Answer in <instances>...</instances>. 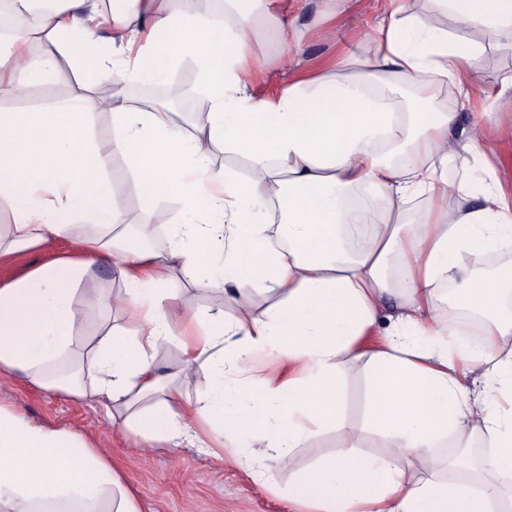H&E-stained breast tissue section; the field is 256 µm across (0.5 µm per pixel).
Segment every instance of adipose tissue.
I'll use <instances>...</instances> for the list:
<instances>
[{
	"mask_svg": "<svg viewBox=\"0 0 512 512\" xmlns=\"http://www.w3.org/2000/svg\"><path fill=\"white\" fill-rule=\"evenodd\" d=\"M35 0H13L15 32L0 38V81L30 94L57 73L66 53L88 83L160 79L191 59L208 99L196 131L174 125L158 103L131 105L121 94L83 96L51 109L0 112V200L14 222L0 237V259L60 239H76V257L28 270L0 286V378L43 391L92 399L147 447L183 442L220 458L224 438L262 428L269 455L289 466L316 427L339 434L333 456L300 474L288 501L309 512H512V315L502 313L512 268L484 275L464 256L512 244V202L490 166L496 106L512 105V77L490 91L476 65L484 52L475 30H512V0H436L426 14L409 0H386L368 34L369 53L296 61L277 96H257L260 70L286 61L300 36L288 0H224L222 12L200 0H58L37 26ZM274 38L272 57L256 48ZM45 38L35 59L24 47ZM490 95L466 135H454L449 110L399 111L395 87H419L432 101L439 82ZM112 115L96 136L92 118ZM246 158L247 174L214 167L218 150ZM122 156L146 195L176 198L180 218L156 250L132 238L112 201L109 165ZM470 157L489 181L481 207L465 201L470 181L439 175L449 159ZM366 192L350 205L352 190ZM427 207L408 218L409 203ZM456 207H449V200ZM111 265L120 293L87 296L118 308L126 323L108 331L76 317L81 281ZM181 270L193 288H240L238 313L223 320L180 307L166 287ZM452 283L480 325L443 321L441 287ZM275 290L279 301L255 313L248 289ZM400 300L390 329L376 326L386 296ZM180 317L172 332L171 317ZM176 345L181 364L169 376L157 356ZM281 361L255 378L250 365L266 348ZM367 358L372 369L368 426L382 453L361 450L346 428L337 362ZM210 363L206 392L184 387L197 362ZM477 366L496 381L473 402L460 369ZM450 434L476 435L488 451L479 479L449 480L437 449ZM0 512H142L125 475L89 439L63 426L28 421L0 403Z\"/></svg>",
	"mask_w": 512,
	"mask_h": 512,
	"instance_id": "obj_1",
	"label": "adipose tissue"
}]
</instances>
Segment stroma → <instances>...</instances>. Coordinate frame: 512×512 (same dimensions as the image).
Instances as JSON below:
<instances>
[{
	"label": "stroma",
	"mask_w": 512,
	"mask_h": 512,
	"mask_svg": "<svg viewBox=\"0 0 512 512\" xmlns=\"http://www.w3.org/2000/svg\"><path fill=\"white\" fill-rule=\"evenodd\" d=\"M382 0H352L344 23L337 27L335 38L324 40L316 35V27L324 8V0H303L294 14L300 31L301 50L305 58L333 57L353 50L363 52L369 44L363 35ZM475 40L486 51L481 71L493 81L512 75V32L480 29ZM55 78L40 87L34 95L18 97L0 92V111L20 112L51 107L84 95L85 89L77 70L66 56L58 58ZM116 202L125 210L132 225L149 222L155 226L152 243L162 247L167 241L166 227L179 218L180 205L175 198L151 199L141 192L121 157H113L109 167ZM76 243L59 240L31 250L12 262L0 266V284L24 274L27 270L73 255ZM169 288L189 307L211 314L233 315L237 311L232 293L201 292L191 288L180 272H172ZM346 383V422L362 438L365 451L379 449L381 439L368 431L363 421V408L368 394V367L365 361L342 362ZM0 402L11 405L32 422L63 425L94 438L121 469L142 502L144 512H291L288 488L297 470L314 466L323 456L334 451L337 434L324 430L312 437L308 447L294 451L292 467L271 466L264 479H257L251 460L259 451L257 440L242 445L226 441L223 458L207 455L189 444L179 447L158 446L147 451L136 438L112 423L96 403L74 400L66 395L33 389L18 380L0 381Z\"/></svg>",
	"instance_id": "obj_1"
}]
</instances>
